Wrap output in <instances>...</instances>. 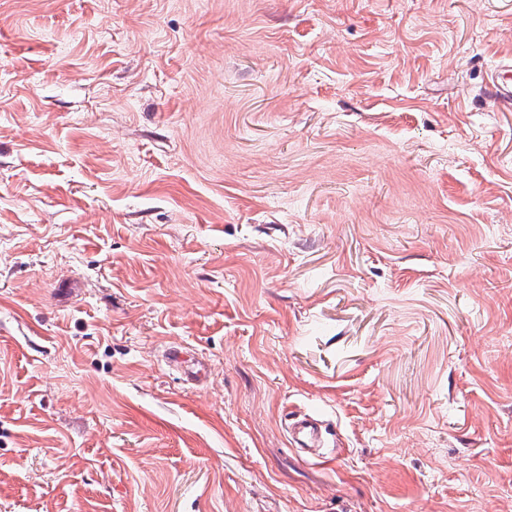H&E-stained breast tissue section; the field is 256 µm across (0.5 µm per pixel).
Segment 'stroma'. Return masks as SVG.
<instances>
[{
	"instance_id": "stroma-1",
	"label": "stroma",
	"mask_w": 512,
	"mask_h": 512,
	"mask_svg": "<svg viewBox=\"0 0 512 512\" xmlns=\"http://www.w3.org/2000/svg\"><path fill=\"white\" fill-rule=\"evenodd\" d=\"M506 58L512 0H0V512H512ZM490 86L501 104L507 107L512 104V61H504L492 69ZM288 420V436L291 444L297 448H312L307 455L310 459L321 462L335 460L336 454H332V450L329 449L334 442V434H331L328 426H323L316 416L309 413H292Z\"/></svg>"
}]
</instances>
